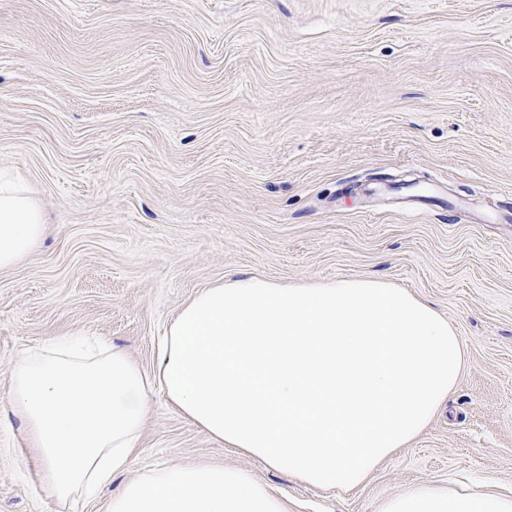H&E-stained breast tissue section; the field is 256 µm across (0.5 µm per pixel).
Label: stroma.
<instances>
[{"mask_svg": "<svg viewBox=\"0 0 512 512\" xmlns=\"http://www.w3.org/2000/svg\"><path fill=\"white\" fill-rule=\"evenodd\" d=\"M48 233L0 271V512H108L126 477L230 465L289 512H376L416 483L512 490V0H0V168ZM378 279L455 328L442 410L355 489L221 446L163 392L95 499L42 483L10 374L80 332L144 369L228 278Z\"/></svg>", "mask_w": 512, "mask_h": 512, "instance_id": "stroma-1", "label": "stroma"}]
</instances>
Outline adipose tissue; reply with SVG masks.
<instances>
[{"label": "adipose tissue", "instance_id": "adipose-tissue-1", "mask_svg": "<svg viewBox=\"0 0 512 512\" xmlns=\"http://www.w3.org/2000/svg\"><path fill=\"white\" fill-rule=\"evenodd\" d=\"M46 231L35 192L0 169V271ZM465 359L448 320L380 280L283 286L252 277L198 291L168 323L157 365L67 335L24 354L9 402L58 497L88 494L127 470L150 395L212 440L321 489L361 485L418 437ZM109 512H288L286 497L222 465L150 468ZM377 512H512V494L416 484Z\"/></svg>", "mask_w": 512, "mask_h": 512}]
</instances>
